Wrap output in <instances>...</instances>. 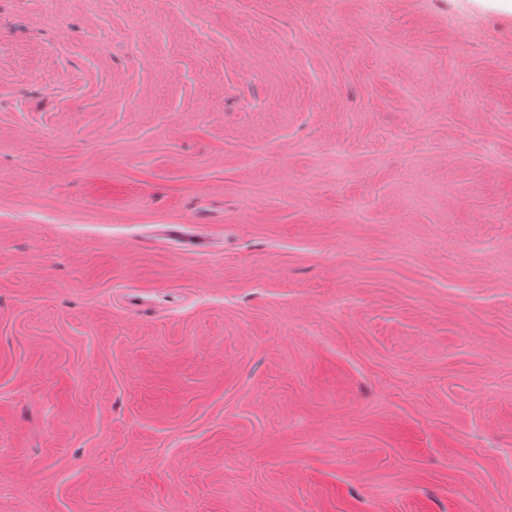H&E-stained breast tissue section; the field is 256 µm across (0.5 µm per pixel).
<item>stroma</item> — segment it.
<instances>
[{"instance_id":"stroma-1","label":"stroma","mask_w":512,"mask_h":512,"mask_svg":"<svg viewBox=\"0 0 512 512\" xmlns=\"http://www.w3.org/2000/svg\"><path fill=\"white\" fill-rule=\"evenodd\" d=\"M0 512H512V0H0Z\"/></svg>"}]
</instances>
